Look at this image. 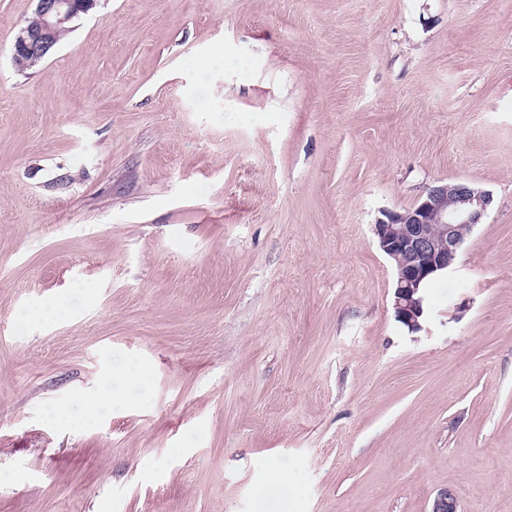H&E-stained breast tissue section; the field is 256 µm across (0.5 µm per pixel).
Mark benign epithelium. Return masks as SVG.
Instances as JSON below:
<instances>
[{
    "label": "benign epithelium",
    "instance_id": "1",
    "mask_svg": "<svg viewBox=\"0 0 512 512\" xmlns=\"http://www.w3.org/2000/svg\"><path fill=\"white\" fill-rule=\"evenodd\" d=\"M37 25L24 26L14 42L12 60L19 70L38 64L56 46L61 32L95 0H36ZM490 193L467 182L440 184L417 204L402 211H386L372 225L377 245L395 274L393 310L408 329L422 328L425 317L424 286L432 277L448 272L474 227L487 214ZM430 512H459L455 495L440 491Z\"/></svg>",
    "mask_w": 512,
    "mask_h": 512
}]
</instances>
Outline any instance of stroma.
<instances>
[{
    "label": "stroma",
    "instance_id": "stroma-1",
    "mask_svg": "<svg viewBox=\"0 0 512 512\" xmlns=\"http://www.w3.org/2000/svg\"><path fill=\"white\" fill-rule=\"evenodd\" d=\"M35 6L0 0V512H512V0H97L20 71ZM456 181L493 203L412 331L371 226ZM119 394L112 390V381L104 384L97 392L87 397L86 408L90 415H97L100 409L117 401Z\"/></svg>",
    "mask_w": 512,
    "mask_h": 512
}]
</instances>
